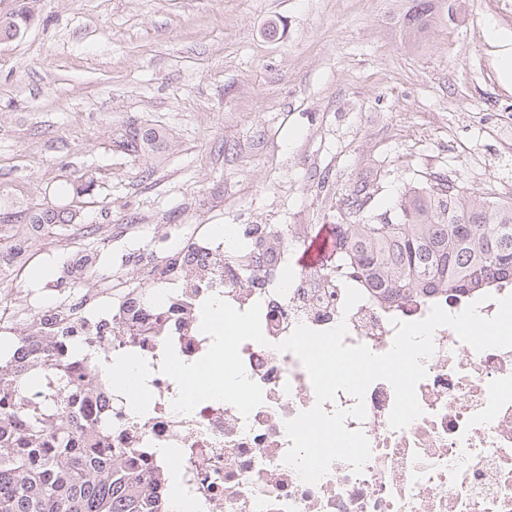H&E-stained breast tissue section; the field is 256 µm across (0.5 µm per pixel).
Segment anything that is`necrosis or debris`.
<instances>
[{
  "label": "necrosis or debris",
  "mask_w": 512,
  "mask_h": 512,
  "mask_svg": "<svg viewBox=\"0 0 512 512\" xmlns=\"http://www.w3.org/2000/svg\"><path fill=\"white\" fill-rule=\"evenodd\" d=\"M227 249L226 242L207 239L192 263L157 265L151 273L155 289L146 300L133 288L112 304L99 289L84 288L79 316L53 302L26 318L0 308V334L23 338L38 329L71 330L86 368L80 391L93 398V424L83 433L125 449L123 467L153 494L158 512H179L178 499L194 512H512V349L474 351L448 327L435 331V350L424 361L427 375L417 386L421 417L392 429L394 391L378 380L366 391L365 419L346 420L347 429L362 430L370 443L362 473L337 461L318 483L307 484L283 462L290 445L284 424L313 407L316 396L299 360L276 351L275 343L301 324L323 331L343 321L345 344L381 354L392 346L395 321L422 320L435 305L460 313L475 302L472 293L388 303L362 288L360 279L345 282L297 269L284 252L246 281L225 266ZM349 285L361 288L363 298L347 312ZM215 295L241 311L261 306L268 343L245 342L240 355L264 402L246 417L219 401L203 402L189 415L175 412L178 387L161 371L165 340L188 363L206 353L211 339L200 330L201 306ZM103 326L111 343L88 349L86 337ZM113 349L146 365V411L133 412L131 394L114 384L107 369ZM164 448L175 449V456H161Z\"/></svg>",
  "instance_id": "necrosis-or-debris-1"
}]
</instances>
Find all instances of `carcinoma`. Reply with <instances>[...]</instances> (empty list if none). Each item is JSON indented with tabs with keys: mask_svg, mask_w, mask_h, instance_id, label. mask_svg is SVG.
Listing matches in <instances>:
<instances>
[{
	"mask_svg": "<svg viewBox=\"0 0 512 512\" xmlns=\"http://www.w3.org/2000/svg\"><path fill=\"white\" fill-rule=\"evenodd\" d=\"M402 30L414 45L446 24L455 23L460 0H403ZM32 10L11 7L0 13V34L12 27L26 29ZM162 134L155 128L118 130L113 143L129 156L151 149ZM94 176L62 180L56 196L69 199L86 193ZM367 186L356 184L346 199L344 224L332 225L335 246L323 271L342 279L354 273L386 300L486 288L494 281L512 283V201L490 199L463 190L454 179L437 177L403 194L385 210L370 205ZM58 202L20 201L0 205V267L20 263L21 242L12 239L13 214L31 210L29 224L44 235L62 224H78L84 215L59 211ZM290 230L280 224L256 228L255 242L240 243L224 255L250 279L261 261L295 247ZM98 255L82 254L71 265L78 278L95 274ZM71 338L62 331L33 336L29 348L45 347L30 360L41 361L56 374L53 403L22 406L18 393L31 383V368L16 360L0 364V512H155L150 492L136 475L121 466L129 448L100 446L79 429L86 425L81 406L65 392L80 385L84 369L73 365L65 348Z\"/></svg>",
	"mask_w": 512,
	"mask_h": 512,
	"instance_id": "cac0c4a2",
	"label": "carcinoma"
}]
</instances>
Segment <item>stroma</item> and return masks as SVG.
I'll return each instance as SVG.
<instances>
[{
	"label": "stroma",
	"instance_id": "stroma-1",
	"mask_svg": "<svg viewBox=\"0 0 512 512\" xmlns=\"http://www.w3.org/2000/svg\"><path fill=\"white\" fill-rule=\"evenodd\" d=\"M0 44V201L106 170L86 221L29 249L32 305L80 310L56 271L108 238L115 298L156 259L225 224H333L349 185L394 206L433 174L512 198V0H462L410 46L398 0H35ZM495 39H488V31ZM134 124L164 134L128 157Z\"/></svg>",
	"mask_w": 512,
	"mask_h": 512
}]
</instances>
